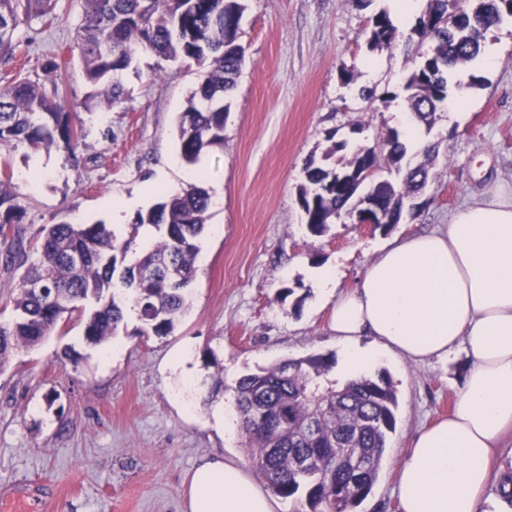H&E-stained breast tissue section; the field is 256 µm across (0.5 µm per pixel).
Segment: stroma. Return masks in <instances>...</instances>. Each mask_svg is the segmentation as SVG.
Masks as SVG:
<instances>
[{"label": "stroma", "instance_id": "obj_1", "mask_svg": "<svg viewBox=\"0 0 512 512\" xmlns=\"http://www.w3.org/2000/svg\"><path fill=\"white\" fill-rule=\"evenodd\" d=\"M239 42L245 63L229 95L224 144L195 165L180 157L176 125L198 81L191 61L139 53L120 80L121 104L106 112L81 106L89 91L75 45L81 0H56L51 24L20 26L28 44L24 70L40 78L46 56L69 60L66 109L82 138L75 147L2 143L24 217L17 229L32 248L44 225L111 224L109 202L154 195L157 179L180 190L198 183L211 205L198 242L189 307L165 335H140L127 312L103 345L88 344L84 324L69 323L0 367V498L40 512H188L185 489L196 464L221 456L260 483L241 432L215 425L233 408L247 372L310 354L338 356L329 323L334 301L315 275L338 273V292L354 288L365 267L395 236L432 231L491 188L512 196V23L491 31L495 66L457 68L451 96L460 116L440 108L420 139L437 145L426 187L390 230L341 217L325 235L306 229L298 189L309 162L333 142L373 143L403 128L405 79L423 52L405 36L428 0H414L402 36L370 49L373 16L389 0H244ZM355 76L344 84L343 72ZM390 93L367 102L361 88ZM294 293L282 297V288ZM192 358V378L174 374L173 354ZM469 366L464 353L415 363L386 358L371 372L393 385L396 429L372 493L357 512H398L399 466L414 435L447 415Z\"/></svg>", "mask_w": 512, "mask_h": 512}]
</instances>
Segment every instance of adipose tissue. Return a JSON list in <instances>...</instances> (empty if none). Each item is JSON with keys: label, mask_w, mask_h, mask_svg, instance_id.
I'll list each match as a JSON object with an SVG mask.
<instances>
[{"label": "adipose tissue", "mask_w": 512, "mask_h": 512, "mask_svg": "<svg viewBox=\"0 0 512 512\" xmlns=\"http://www.w3.org/2000/svg\"><path fill=\"white\" fill-rule=\"evenodd\" d=\"M331 331L354 379L382 356L464 351L453 410L422 428L401 465L400 512H484L496 448L512 437V200L484 198L433 231L395 239L357 287L336 294ZM369 345H362L363 337ZM190 512H277L232 461L202 458Z\"/></svg>", "instance_id": "ef3b65f1"}]
</instances>
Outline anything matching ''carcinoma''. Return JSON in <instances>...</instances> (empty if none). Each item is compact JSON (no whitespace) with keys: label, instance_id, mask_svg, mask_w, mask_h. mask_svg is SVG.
<instances>
[{"label":"carcinoma","instance_id":"1","mask_svg":"<svg viewBox=\"0 0 512 512\" xmlns=\"http://www.w3.org/2000/svg\"><path fill=\"white\" fill-rule=\"evenodd\" d=\"M84 21L76 46L92 91L84 109H108L122 100L115 79L131 67L135 56L149 51L165 61L192 60L202 71L186 112L177 126L182 159L193 164L200 154L224 144L225 94L236 83L244 63L238 43L243 0H82ZM52 0H0V60L11 61L22 41V24L46 19ZM512 21V0H429L425 16L408 39L418 36L428 50L406 77L404 89L413 120L431 127L448 101L449 75L476 61L484 52V34ZM399 33L389 15L371 19L373 47L392 46ZM45 81L15 79L0 90V143L21 142L49 147L60 137L70 144L82 130L63 111L68 88L67 61L46 60ZM434 147L426 144L424 163L407 166L400 185L381 190L382 225L400 216L405 204L425 187ZM407 154L402 133L391 128L376 147L354 145L349 158L334 166L309 164L308 185L299 190L308 231L324 234L349 206L357 191L378 190L372 172L400 166ZM208 192L195 185L168 192L132 225L130 239L120 243L104 224H46L36 253L17 241L5 264L23 269L13 297L14 316L0 323V367L14 351L33 349L60 330L72 315L85 318L84 337L101 345L114 336L126 309L137 314L142 335H163L186 308L185 287L195 273L197 241L205 229ZM21 221L11 180L0 178V234ZM151 225L161 239L136 253L134 262L114 280L118 259H126L138 230ZM178 265L180 280L166 278L168 263ZM151 269L155 279L143 280ZM41 282L46 293H33ZM335 360L323 355L291 359L256 373L242 375L236 385L238 424L247 452L268 489L303 512H355L371 493L382 466L387 439L395 429L397 395L384 379L366 376L342 384L328 379ZM495 495L501 512H512V468L499 479Z\"/></svg>","mask_w":512,"mask_h":512}]
</instances>
